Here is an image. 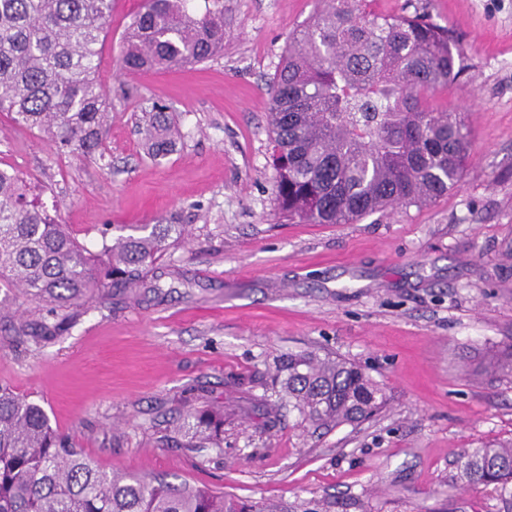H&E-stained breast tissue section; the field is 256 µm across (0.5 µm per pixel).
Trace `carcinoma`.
<instances>
[{"instance_id": "cac0c4a2", "label": "carcinoma", "mask_w": 512, "mask_h": 512, "mask_svg": "<svg viewBox=\"0 0 512 512\" xmlns=\"http://www.w3.org/2000/svg\"><path fill=\"white\" fill-rule=\"evenodd\" d=\"M289 38L273 77L275 197L281 214L346 224L394 206H422L459 186L468 133L429 104L461 75L448 29L425 14L382 15L373 0H321ZM112 0H0V112L51 138L58 151L102 162L112 102L98 80V53ZM224 7L144 0L121 44L130 72L205 63L224 53ZM148 155L171 154L180 138L167 107L142 126ZM185 224H145L93 251L58 223L12 169L0 168V288L49 306L37 322L8 321L10 335L39 344L61 336L116 291L136 299L147 273L185 238ZM282 398L303 421L355 423L386 400L358 366L312 352L276 369ZM161 444L224 447V409L189 406ZM464 485L512 486V441L468 448L457 460ZM0 512H264L208 487L101 469L50 425L42 406L0 385Z\"/></svg>"}]
</instances>
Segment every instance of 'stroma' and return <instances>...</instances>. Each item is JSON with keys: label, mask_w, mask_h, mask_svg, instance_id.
<instances>
[{"label": "stroma", "mask_w": 512, "mask_h": 512, "mask_svg": "<svg viewBox=\"0 0 512 512\" xmlns=\"http://www.w3.org/2000/svg\"><path fill=\"white\" fill-rule=\"evenodd\" d=\"M142 3L112 0L100 49L107 162L61 156L0 114V167L91 249L108 224L190 234L137 301L113 295L39 347L0 335V384L106 471L273 512H512V492L455 485L464 449L512 440V0H378L448 28L463 73L432 103L476 120L460 187L347 224L286 220L274 191L269 81L316 0H224L223 55L132 79L119 44ZM156 103L182 138L154 160L139 127ZM301 352L360 365L386 407L302 423L274 380ZM191 387L195 404L223 407V449L161 446Z\"/></svg>", "instance_id": "1"}]
</instances>
